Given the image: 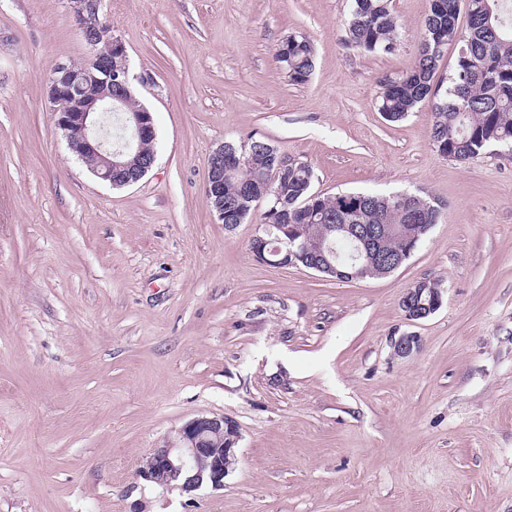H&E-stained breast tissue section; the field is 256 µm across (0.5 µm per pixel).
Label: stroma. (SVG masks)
I'll list each match as a JSON object with an SVG mask.
<instances>
[{
    "label": "stroma",
    "mask_w": 512,
    "mask_h": 512,
    "mask_svg": "<svg viewBox=\"0 0 512 512\" xmlns=\"http://www.w3.org/2000/svg\"><path fill=\"white\" fill-rule=\"evenodd\" d=\"M350 5L103 0L157 134L115 188L48 99L53 65L92 54L66 0H0V512H512V153L441 156L430 99L386 121L380 80L414 66L429 0H392L376 55L348 44ZM292 34L314 46L303 84L274 60ZM251 137L313 192L408 191L439 220L379 278L261 263L265 203L229 230L205 191L211 153ZM425 279L442 305L408 320ZM201 414L239 426L223 488L139 477Z\"/></svg>",
    "instance_id": "1"
}]
</instances>
